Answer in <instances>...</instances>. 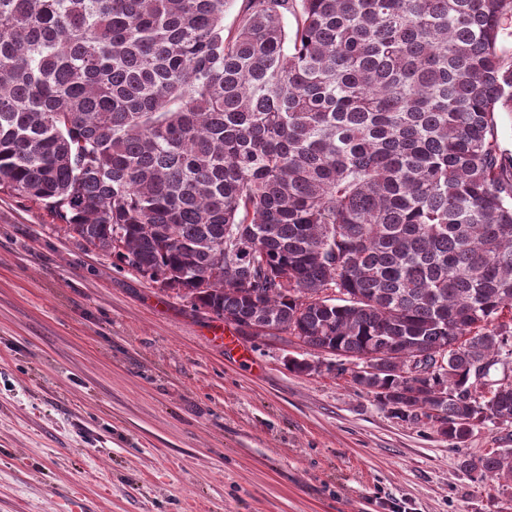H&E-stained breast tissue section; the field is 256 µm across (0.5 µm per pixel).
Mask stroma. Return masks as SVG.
I'll list each match as a JSON object with an SVG mask.
<instances>
[{"mask_svg":"<svg viewBox=\"0 0 512 512\" xmlns=\"http://www.w3.org/2000/svg\"><path fill=\"white\" fill-rule=\"evenodd\" d=\"M0 193V512H512V483L287 340H248Z\"/></svg>","mask_w":512,"mask_h":512,"instance_id":"35a3bbf8","label":"stroma"}]
</instances>
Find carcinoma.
I'll return each instance as SVG.
<instances>
[{
  "instance_id": "1",
  "label": "carcinoma",
  "mask_w": 512,
  "mask_h": 512,
  "mask_svg": "<svg viewBox=\"0 0 512 512\" xmlns=\"http://www.w3.org/2000/svg\"><path fill=\"white\" fill-rule=\"evenodd\" d=\"M225 5L0 0V192L450 441L512 427V0Z\"/></svg>"
}]
</instances>
